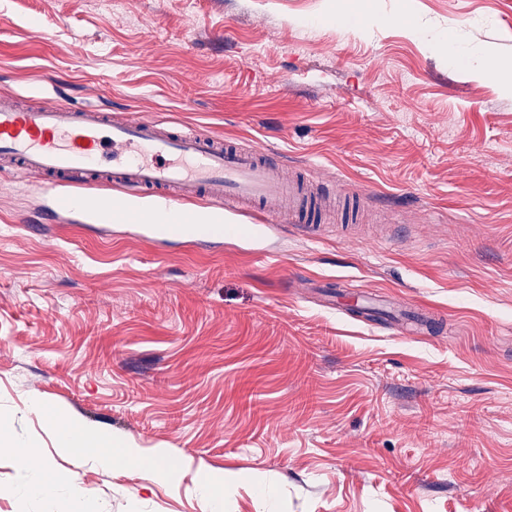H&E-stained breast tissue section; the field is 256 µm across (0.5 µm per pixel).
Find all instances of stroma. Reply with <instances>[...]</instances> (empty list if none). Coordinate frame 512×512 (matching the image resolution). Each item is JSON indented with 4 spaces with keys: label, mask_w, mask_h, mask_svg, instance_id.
Instances as JSON below:
<instances>
[{
    "label": "stroma",
    "mask_w": 512,
    "mask_h": 512,
    "mask_svg": "<svg viewBox=\"0 0 512 512\" xmlns=\"http://www.w3.org/2000/svg\"><path fill=\"white\" fill-rule=\"evenodd\" d=\"M484 48L512 65V0H0V91L275 148L363 206L248 254L48 222L0 171V421L83 512H209L204 472L235 477L224 512H512V93ZM34 398L181 465L63 455ZM26 477L0 457V512H73ZM22 490L33 497H47L63 492L76 505L82 503L85 491L77 478L60 483L49 463L33 466L29 469Z\"/></svg>",
    "instance_id": "obj_1"
}]
</instances>
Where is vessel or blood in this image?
<instances>
[{
    "instance_id": "vessel-or-blood-1",
    "label": "vessel or blood",
    "mask_w": 512,
    "mask_h": 512,
    "mask_svg": "<svg viewBox=\"0 0 512 512\" xmlns=\"http://www.w3.org/2000/svg\"><path fill=\"white\" fill-rule=\"evenodd\" d=\"M0 165L52 194L54 216L83 224L104 209L113 223L153 241L195 227L189 205L198 201L219 209L245 204V216L263 228L289 223L311 239L322 231L324 197L289 176L280 152L180 132L154 118H110L64 100L24 107L0 92Z\"/></svg>"
}]
</instances>
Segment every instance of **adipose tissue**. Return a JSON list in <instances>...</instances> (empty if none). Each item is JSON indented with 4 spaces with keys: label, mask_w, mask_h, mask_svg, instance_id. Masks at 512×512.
I'll return each instance as SVG.
<instances>
[{
    "label": "adipose tissue",
    "mask_w": 512,
    "mask_h": 512,
    "mask_svg": "<svg viewBox=\"0 0 512 512\" xmlns=\"http://www.w3.org/2000/svg\"><path fill=\"white\" fill-rule=\"evenodd\" d=\"M29 407L48 418L56 446L67 456L91 459L105 469H149L163 478L172 475L178 468L177 461L168 455L160 453L146 456L132 443L116 440L108 431L90 427L67 411L49 406L44 400H32ZM22 490L35 497H47L61 492L77 505L82 503L85 495L78 479L60 483L52 466L47 463L29 469Z\"/></svg>",
    "instance_id": "1"
}]
</instances>
